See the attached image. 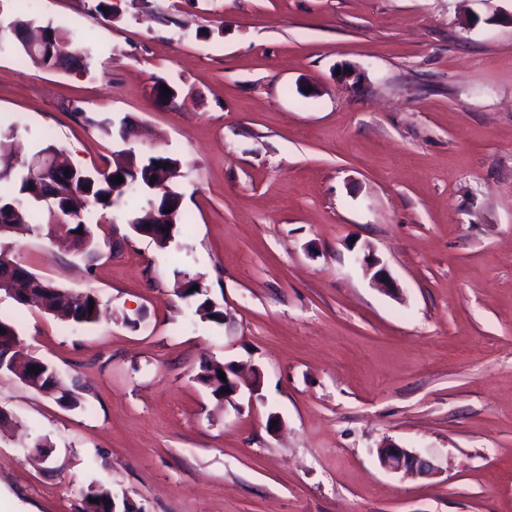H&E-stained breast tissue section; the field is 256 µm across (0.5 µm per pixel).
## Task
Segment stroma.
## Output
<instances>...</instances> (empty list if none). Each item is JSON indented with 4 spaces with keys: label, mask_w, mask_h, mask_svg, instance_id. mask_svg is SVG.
Returning <instances> with one entry per match:
<instances>
[{
    "label": "stroma",
    "mask_w": 512,
    "mask_h": 512,
    "mask_svg": "<svg viewBox=\"0 0 512 512\" xmlns=\"http://www.w3.org/2000/svg\"><path fill=\"white\" fill-rule=\"evenodd\" d=\"M112 4L108 21L93 0H0V30L24 14L100 46L86 72L1 54L0 130L88 169L174 156L185 223L159 248L121 198L94 262L16 243L102 316L0 295L82 401L0 376V498L77 512L97 484L134 512H512V0ZM86 113L147 134L107 138ZM182 271L223 322L181 298ZM205 358L257 391L216 399ZM388 441L436 474L382 468Z\"/></svg>",
    "instance_id": "1"
}]
</instances>
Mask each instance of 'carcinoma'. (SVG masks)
I'll return each instance as SVG.
<instances>
[{
    "label": "carcinoma",
    "instance_id": "cac0c4a2",
    "mask_svg": "<svg viewBox=\"0 0 512 512\" xmlns=\"http://www.w3.org/2000/svg\"><path fill=\"white\" fill-rule=\"evenodd\" d=\"M43 44L26 45L14 34L0 35V50L8 49L32 63L45 68L54 69L57 65L55 47L61 43L73 46L68 61L72 69L86 72L89 70L96 48L89 36L64 30L50 23L39 27ZM174 157L164 152H152L136 157L128 151V160L124 164L104 169H86L71 165L69 173L59 181L40 182L30 175L26 160H4L0 158V181L13 185V192L0 195V230L7 229L16 236L50 235V209L63 214L69 210L71 199L81 196L96 209L104 213L114 205L113 193L117 186L130 189L126 223L144 224L147 216L139 206V200L146 198L149 210L173 208L167 214L168 225L154 231L151 239L161 248H166L174 237L177 224L182 220V194L176 190V183L181 168L170 164ZM122 176L123 182L114 184V177ZM64 235L71 238V252L85 255L92 259L96 255L97 241L94 224L83 215L75 222L66 225ZM12 264L19 268L11 271L10 287L14 292L6 293L19 305L29 303V295L41 293L47 300L44 310L48 314H60L73 324H92L101 315L100 301L96 293L87 290L74 293L64 287L40 276L18 264L14 256H6L0 251V268L8 272ZM201 316L221 323L224 311L214 302L206 298L197 306ZM0 374L13 375L27 385L38 379V388L49 385L56 372L42 359L13 347V337L18 335L15 326L8 320L0 318ZM36 367V372L29 371ZM222 365H212L207 361L200 365L197 380L210 389L212 395L221 397L224 393V382L219 378ZM111 492L103 486H90L84 494L82 512H110L112 509Z\"/></svg>",
    "mask_w": 512,
    "mask_h": 512
}]
</instances>
